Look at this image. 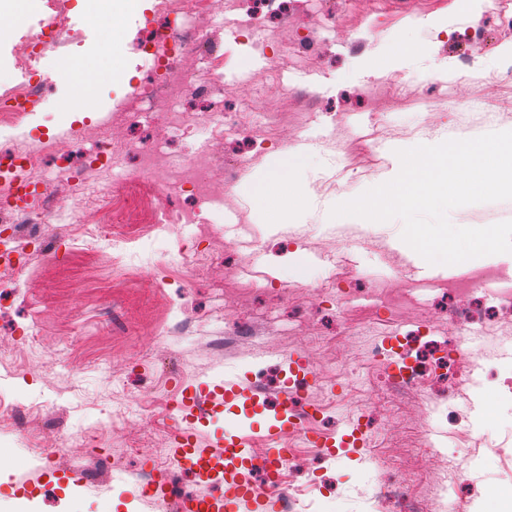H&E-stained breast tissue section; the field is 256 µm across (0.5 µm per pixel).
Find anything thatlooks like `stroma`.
Returning <instances> with one entry per match:
<instances>
[{
    "label": "stroma",
    "mask_w": 512,
    "mask_h": 512,
    "mask_svg": "<svg viewBox=\"0 0 512 512\" xmlns=\"http://www.w3.org/2000/svg\"><path fill=\"white\" fill-rule=\"evenodd\" d=\"M158 0H68L74 42L46 50L37 68L48 86L29 121L0 127V137L41 143V166L52 175L47 194L62 197L63 174L84 173L96 127L135 147L164 136L170 159L205 156L201 175L220 179L237 168L217 209L182 188L166 199L145 197L129 223L97 241L73 225L20 224L34 252H17L32 276L0 283V512H178L184 489L219 495L189 468L171 469L175 443L171 398L231 369L256 391L195 420L199 440L243 422L263 451L279 426L276 403L289 372L282 358L303 353L318 409L310 431L341 439L358 410H369L371 448L340 449L329 460L289 430L295 460L285 482L293 512H379L376 481L400 482L416 472L412 491L423 512H443L437 495L443 469L458 449L463 487L455 512H502L512 502V309H473L469 334L480 360L463 359L470 380L456 391L422 379L405 393L386 391L369 359L372 343L416 330L432 317L433 340L448 343L455 309L447 290L458 275L421 272L422 260L401 239L403 223L361 224L334 218L331 208L378 184L396 152L448 138L512 130V26L495 0H286L276 18L250 19L255 0H223L206 20L207 41L182 67L199 72L208 93L186 91L179 109L195 115L174 125L168 107L151 120L125 111L133 85L152 60L137 45L164 26ZM41 0H0V94L24 84L13 52L47 27ZM118 60L125 76L94 89L96 108L70 112L71 87L58 63ZM380 75H370L371 67ZM498 73L488 92L494 119L447 106L466 95L460 76ZM299 111L279 139L261 128L215 134L207 114ZM312 148L303 175L305 207L296 224H264L249 186L271 157ZM196 212L175 232L159 229L162 204ZM197 265L187 264V256ZM305 273H297L295 262ZM339 283L351 293L374 286L392 315L372 327L357 357V383L331 373L347 354L344 338L365 322L372 304L306 299L309 285ZM443 449L430 458L428 448ZM165 480L168 497L141 499L132 481Z\"/></svg>",
    "instance_id": "stroma-1"
}]
</instances>
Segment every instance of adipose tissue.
I'll return each instance as SVG.
<instances>
[{
    "label": "adipose tissue",
    "instance_id": "obj_1",
    "mask_svg": "<svg viewBox=\"0 0 512 512\" xmlns=\"http://www.w3.org/2000/svg\"><path fill=\"white\" fill-rule=\"evenodd\" d=\"M307 165L308 153L302 149L272 157L262 178L252 184V202L268 223H284L302 209L304 192L299 177Z\"/></svg>",
    "mask_w": 512,
    "mask_h": 512
}]
</instances>
